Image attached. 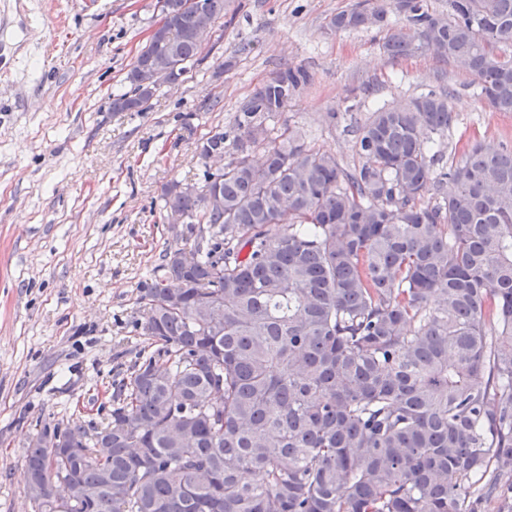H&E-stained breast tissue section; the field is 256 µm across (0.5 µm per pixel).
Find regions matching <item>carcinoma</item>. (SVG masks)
I'll return each instance as SVG.
<instances>
[{"mask_svg": "<svg viewBox=\"0 0 512 512\" xmlns=\"http://www.w3.org/2000/svg\"><path fill=\"white\" fill-rule=\"evenodd\" d=\"M361 0L330 21L370 25L392 58L430 50L512 112V0ZM169 22V82L204 44ZM129 65L114 112H146ZM310 81L285 65L241 103L235 134L196 144L201 186L164 188L182 249L138 284L148 350L101 424L47 422L62 448L28 447L33 512H477L512 489V145L475 139L436 167L448 91L376 108L363 162L273 124ZM232 155L220 180L206 159ZM455 192L425 203L429 187ZM217 189L224 209L203 201ZM182 283V288L170 284Z\"/></svg>", "mask_w": 512, "mask_h": 512, "instance_id": "cac0c4a2", "label": "carcinoma"}]
</instances>
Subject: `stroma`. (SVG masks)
Returning a JSON list of instances; mask_svg holds the SVG:
<instances>
[{"label":"stroma","instance_id":"obj_1","mask_svg":"<svg viewBox=\"0 0 512 512\" xmlns=\"http://www.w3.org/2000/svg\"><path fill=\"white\" fill-rule=\"evenodd\" d=\"M356 0H231L208 56L147 112H116L130 63L161 20L156 0H0V512H32L23 456L45 422L100 420L146 344L137 284L166 249L162 190L198 179L195 143L231 130L239 103L279 67L310 83L281 112L310 146L357 165L378 106L446 75L455 122L442 151L477 133L512 143L472 78L431 52L394 59L374 27L334 32Z\"/></svg>","mask_w":512,"mask_h":512}]
</instances>
